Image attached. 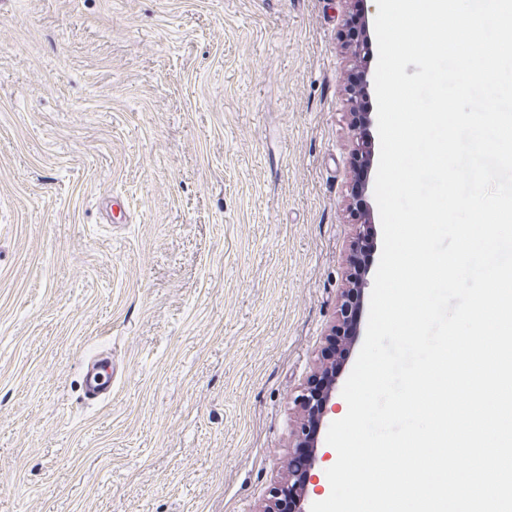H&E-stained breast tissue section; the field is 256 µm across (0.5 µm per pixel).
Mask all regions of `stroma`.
<instances>
[{
	"instance_id": "35a3bbf8",
	"label": "stroma",
	"mask_w": 512,
	"mask_h": 512,
	"mask_svg": "<svg viewBox=\"0 0 512 512\" xmlns=\"http://www.w3.org/2000/svg\"><path fill=\"white\" fill-rule=\"evenodd\" d=\"M349 18L0 0V512H262L350 271ZM108 358L102 354L90 357L83 369L82 391L87 402L97 403L112 394V367L106 368Z\"/></svg>"
}]
</instances>
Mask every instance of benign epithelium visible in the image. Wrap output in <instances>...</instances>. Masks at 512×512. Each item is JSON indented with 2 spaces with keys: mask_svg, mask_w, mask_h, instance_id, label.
Listing matches in <instances>:
<instances>
[{
  "mask_svg": "<svg viewBox=\"0 0 512 512\" xmlns=\"http://www.w3.org/2000/svg\"><path fill=\"white\" fill-rule=\"evenodd\" d=\"M352 11L361 20L362 38L353 47L359 60L367 61L372 55V42L369 33L367 0H350ZM373 160V147L369 141H358L354 148V161L360 162L357 179L350 192L351 210L358 219L357 239L374 236L373 212L367 201L368 184ZM370 267L359 264L351 268L349 288L341 295L337 309L338 324L332 333L333 341H338L345 352H350L356 344L361 330L363 297L369 285ZM336 353L324 355L321 366L320 384L305 387L295 398L301 419L295 434L285 476L270 490V498L264 512H307L306 501L312 471L317 456L316 448L324 425L328 406L332 401L337 380Z\"/></svg>",
  "mask_w": 512,
  "mask_h": 512,
  "instance_id": "benign-epithelium-1",
  "label": "benign epithelium"
}]
</instances>
